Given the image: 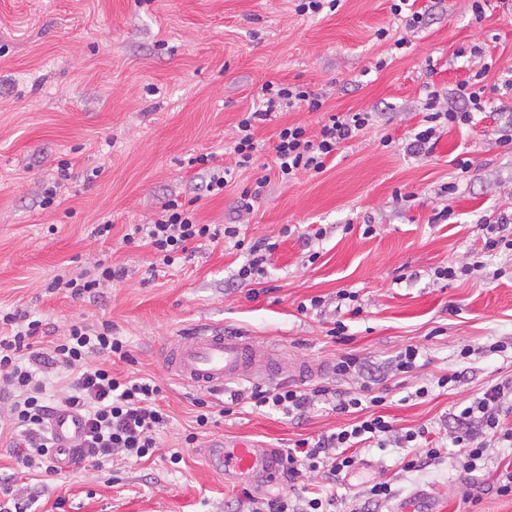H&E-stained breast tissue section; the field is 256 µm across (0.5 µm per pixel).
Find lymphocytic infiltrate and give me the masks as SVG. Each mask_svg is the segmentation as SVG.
Returning <instances> with one entry per match:
<instances>
[{
  "instance_id": "f902f5d3",
  "label": "lymphocytic infiltrate",
  "mask_w": 512,
  "mask_h": 512,
  "mask_svg": "<svg viewBox=\"0 0 512 512\" xmlns=\"http://www.w3.org/2000/svg\"><path fill=\"white\" fill-rule=\"evenodd\" d=\"M489 71V66H482L457 84L455 95L467 104L463 110L448 107L437 91H428L425 115L408 150L422 152L440 129L471 124L475 113L485 109L483 81ZM302 105L308 111H319L323 97L302 85L264 83L258 109L244 113L237 123L233 166L218 164L212 154L196 157V164L204 166L208 177L207 192L223 193L235 171L255 164L259 152L254 134L257 124L269 120L273 113ZM374 118V113L368 111L332 113L315 133L301 124L283 126L273 146L278 179L287 183L302 172L323 173L341 144L371 126ZM195 210V199H167L157 218L147 224L130 225L123 241L150 247L155 264L167 267L188 260L199 244L228 241L246 255L236 280L253 281L264 274L275 244L245 240L235 224L199 223ZM124 276L123 268L101 261L92 271L54 277L48 288L68 291L77 298H92L100 288ZM110 357H130L127 342L114 334L111 324L95 327L76 323L65 335L54 338L47 323L30 314H0V403L7 407L12 431L8 451L19 468L56 473L55 463L62 451L55 448L48 423L60 409L78 414L83 422L82 435L76 442V462L97 467L110 460H140L158 452L159 434L170 422L160 405L161 386L150 378L113 374L106 364ZM333 371L339 377L361 378L359 392L332 391L325 386L304 390L277 384L250 393L255 407L297 418L305 415L317 397L327 395L333 411L354 417L338 431L316 440H296L293 448L280 454L281 470L290 479L317 471L328 484H335L358 466L361 448L370 442L384 444L393 430L384 416L374 412L375 407L384 405L385 398L374 392L376 376L357 355H339ZM56 373L69 376L67 389L59 396L49 392L51 377ZM509 397L512 380L491 385L482 396L453 414L452 442L464 453L467 471L476 470L478 462L488 459L492 444L512 443V426L506 423L512 414V405L505 403Z\"/></svg>"
}]
</instances>
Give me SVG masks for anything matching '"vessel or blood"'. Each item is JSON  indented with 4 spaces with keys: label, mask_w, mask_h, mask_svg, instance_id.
I'll use <instances>...</instances> for the list:
<instances>
[{
    "label": "vessel or blood",
    "mask_w": 512,
    "mask_h": 512,
    "mask_svg": "<svg viewBox=\"0 0 512 512\" xmlns=\"http://www.w3.org/2000/svg\"><path fill=\"white\" fill-rule=\"evenodd\" d=\"M165 362L183 383L213 393L223 392L227 383L248 379L267 380L275 369L271 356L260 355L246 336H227L206 328L182 336L167 346ZM58 447H71L80 436L82 422L73 412L58 411L50 421ZM217 467L234 482L247 485L259 478L272 479L279 465L269 449L248 440H231L214 448Z\"/></svg>",
    "instance_id": "1"
}]
</instances>
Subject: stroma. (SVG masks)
<instances>
[{"instance_id": "stroma-1", "label": "stroma", "mask_w": 512, "mask_h": 512, "mask_svg": "<svg viewBox=\"0 0 512 512\" xmlns=\"http://www.w3.org/2000/svg\"><path fill=\"white\" fill-rule=\"evenodd\" d=\"M297 3L0 0V309L32 313L59 334L77 321L111 323L132 355L116 361L113 372L153 378L172 416L160 435V457L34 476L37 500L28 512H224L251 495L329 493L336 512H359L381 479L394 495L375 512H396L416 496L441 512H512V497L495 490L512 466V446L492 449L488 464L471 473L454 447L419 471L406 470L413 451L403 444L369 447L333 489L317 472L241 487L211 466L208 448L228 436L282 452L351 423L322 403L300 418L242 403L197 447L183 442L194 398L218 404L223 394L253 386L239 380L223 394H204L169 371L164 348L201 326L251 337L259 352L273 353L274 382L304 389L358 391L359 379L332 372L342 351H355L387 390L379 412L396 434L424 428L436 443L446 441L459 406L512 379V357L490 349L512 344V258H487L482 270L449 281L434 276L435 268L464 266L483 250V216L512 214V153L495 143L512 127V97L487 93V108L472 125L444 130L425 155L405 150L427 89L458 108L457 83L485 57L493 59L486 84L512 76V9L489 0L478 22L469 0H417L425 15L408 32L391 14V0H341L338 10L315 17L299 15ZM381 29L386 38H378ZM401 37L406 46L395 48ZM460 46L481 52L458 58ZM380 59L385 67H377ZM268 81L308 85L326 92L323 112L367 110L375 121L340 146L324 173L284 183L274 177L280 127L301 123L318 131L322 112L277 113L255 131L258 170L239 172L223 194L208 195L207 176L191 158L215 152L233 165L235 125L257 108ZM460 160L470 163L461 179ZM61 165L67 190L43 207L42 185ZM259 175L271 178L267 193L242 215L239 193ZM452 180L456 194L441 200L437 189ZM171 197L197 198L200 223L236 224L246 238L275 243L264 292L250 296L234 279L245 256L230 245L206 246L189 262L155 269L148 248L123 243L128 225L150 222ZM446 205L453 218L430 223L433 208ZM105 221L112 231L98 236ZM309 226L324 228V237L306 241ZM102 259L128 274L97 300L48 292L54 276ZM343 291L357 294L359 315L339 308ZM314 297L322 307L300 311ZM337 320L347 325L349 342L328 336ZM408 345L419 347L420 368L393 374L392 359ZM466 346L472 354L464 360ZM299 363L320 371L295 380ZM454 371L459 382L437 387L438 377ZM422 386L428 396L414 398ZM175 451L183 455L176 466L168 461Z\"/></svg>"}]
</instances>
